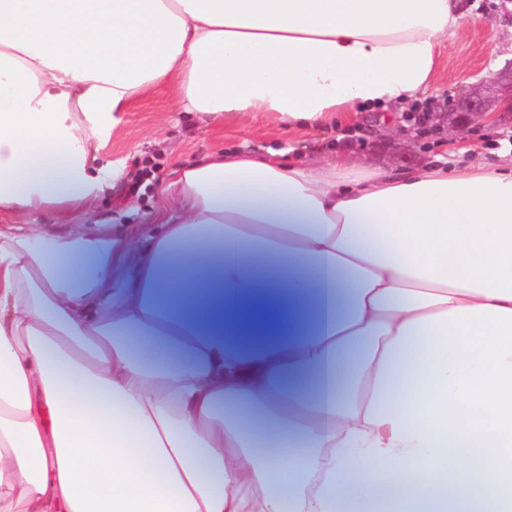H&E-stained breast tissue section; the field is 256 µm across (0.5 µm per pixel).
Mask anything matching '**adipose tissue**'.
<instances>
[{
  "label": "adipose tissue",
  "instance_id": "obj_1",
  "mask_svg": "<svg viewBox=\"0 0 512 512\" xmlns=\"http://www.w3.org/2000/svg\"><path fill=\"white\" fill-rule=\"evenodd\" d=\"M471 23L464 0H0V512H512V158L207 154L120 290L126 238L25 221L112 190L97 152L160 85L328 133L439 91ZM455 464L482 493L449 499ZM208 288L210 285L207 282H197L177 289L176 293L167 300L169 314L173 318H180L188 311L183 318L185 320L201 296L210 290Z\"/></svg>",
  "mask_w": 512,
  "mask_h": 512
}]
</instances>
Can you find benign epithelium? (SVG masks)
Instances as JSON below:
<instances>
[{
	"label": "benign epithelium",
	"mask_w": 512,
	"mask_h": 512,
	"mask_svg": "<svg viewBox=\"0 0 512 512\" xmlns=\"http://www.w3.org/2000/svg\"><path fill=\"white\" fill-rule=\"evenodd\" d=\"M440 126L464 134L488 112L512 115V67L503 69L475 85L464 99L436 106Z\"/></svg>",
	"instance_id": "1"
}]
</instances>
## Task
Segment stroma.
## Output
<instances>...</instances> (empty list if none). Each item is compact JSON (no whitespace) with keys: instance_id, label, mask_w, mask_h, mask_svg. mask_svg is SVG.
<instances>
[{"instance_id":"stroma-1","label":"stroma","mask_w":512,"mask_h":512,"mask_svg":"<svg viewBox=\"0 0 512 512\" xmlns=\"http://www.w3.org/2000/svg\"><path fill=\"white\" fill-rule=\"evenodd\" d=\"M477 24L449 45L439 72V82L456 96L466 95L473 82L512 64V14L503 13L501 0H467ZM118 124L98 152L100 164L127 157L144 160L150 171L146 181L129 176L116 182L110 195L96 199L67 218L71 224L156 223L167 213L165 187L178 167L205 154L228 148L258 153L266 149L299 146L296 138L282 134L269 120L237 118L226 124L204 126L195 114L175 109V89L165 84L150 95L132 100L118 113ZM350 141L366 168L406 170L430 159L441 149L437 136L407 139L383 133L375 114H365L363 124L351 128ZM479 145L486 161L496 162L501 152H512V125L496 123L456 136V149Z\"/></svg>"}]
</instances>
